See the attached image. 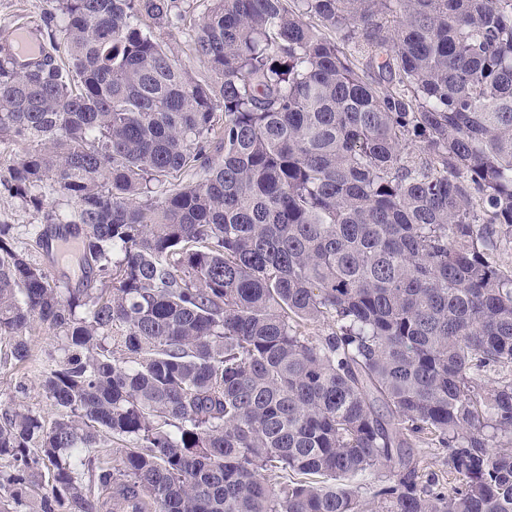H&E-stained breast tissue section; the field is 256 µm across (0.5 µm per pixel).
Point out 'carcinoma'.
Instances as JSON below:
<instances>
[{
  "label": "carcinoma",
  "instance_id": "1",
  "mask_svg": "<svg viewBox=\"0 0 512 512\" xmlns=\"http://www.w3.org/2000/svg\"><path fill=\"white\" fill-rule=\"evenodd\" d=\"M204 2L0 40V142L32 144L0 184L66 195L51 232L111 280L64 294L0 225L5 358L36 323L65 353L50 425L0 414V512H512V373L480 378L512 370V0ZM186 24L202 77L155 35ZM421 436L461 486L421 484ZM392 471L387 466H379L371 472L353 477L343 483L348 488L356 490L359 495L370 499L371 492L379 485L391 483L394 479Z\"/></svg>",
  "mask_w": 512,
  "mask_h": 512
}]
</instances>
